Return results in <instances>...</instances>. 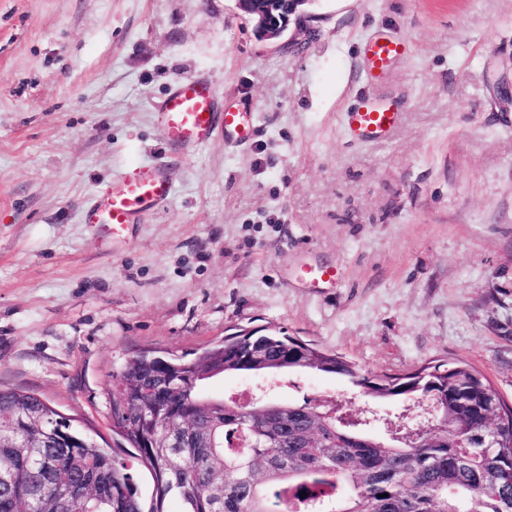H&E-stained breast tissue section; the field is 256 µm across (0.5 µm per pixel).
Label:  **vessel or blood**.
<instances>
[{"label":"vessel or blood","mask_w":512,"mask_h":512,"mask_svg":"<svg viewBox=\"0 0 512 512\" xmlns=\"http://www.w3.org/2000/svg\"><path fill=\"white\" fill-rule=\"evenodd\" d=\"M405 53V44L396 40L370 42L365 51L367 79L379 81L388 64ZM157 117L165 136L179 147L202 146L219 128L235 143L246 142L253 133L246 113L220 108L214 89L198 78L174 86L159 104ZM343 120L351 138L371 142L390 138L401 115L392 108L366 102L346 112ZM172 194L173 184L164 165L139 168L117 178L95 198L84 211V221L102 225L113 238L120 239L145 214L166 204Z\"/></svg>","instance_id":"b4317fda"}]
</instances>
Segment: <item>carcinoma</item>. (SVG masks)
<instances>
[{
  "label": "carcinoma",
  "mask_w": 512,
  "mask_h": 512,
  "mask_svg": "<svg viewBox=\"0 0 512 512\" xmlns=\"http://www.w3.org/2000/svg\"><path fill=\"white\" fill-rule=\"evenodd\" d=\"M310 369L348 379L369 399L428 403L448 419L422 436L391 424L380 439L368 411L269 401L242 411L201 394L220 374ZM112 392V419L153 480L142 498L135 468L73 432L70 419L34 393L0 388V414L18 417L0 444V512H508L512 407L463 363L409 374H371L284 331L244 336L193 361L138 356ZM196 425L186 426L185 414ZM307 496L300 497L301 492Z\"/></svg>",
  "instance_id": "cac0c4a2"
}]
</instances>
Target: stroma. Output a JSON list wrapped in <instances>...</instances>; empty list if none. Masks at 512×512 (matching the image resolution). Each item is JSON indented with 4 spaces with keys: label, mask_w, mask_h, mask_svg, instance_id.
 <instances>
[{
    "label": "stroma",
    "mask_w": 512,
    "mask_h": 512,
    "mask_svg": "<svg viewBox=\"0 0 512 512\" xmlns=\"http://www.w3.org/2000/svg\"><path fill=\"white\" fill-rule=\"evenodd\" d=\"M308 10L314 32L270 42L236 0H0V388L114 448L130 359L282 328L372 374L463 362L512 405V0ZM380 38L408 51L373 84ZM191 76L248 113L249 141L168 148L157 106ZM365 99L401 112L393 137L345 134ZM158 161L174 195L125 240L84 223L115 176ZM245 388L364 407L315 371L203 390Z\"/></svg>",
    "instance_id": "stroma-1"
}]
</instances>
